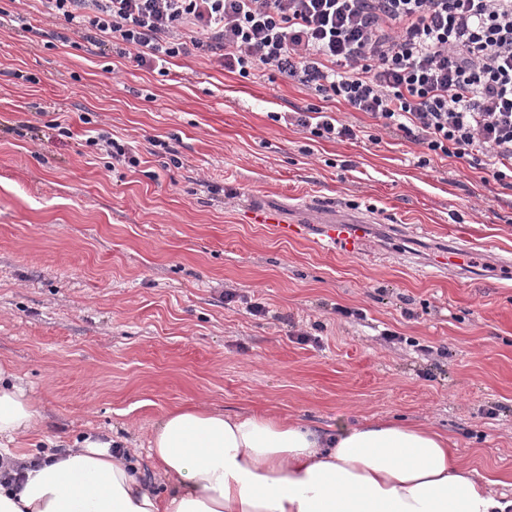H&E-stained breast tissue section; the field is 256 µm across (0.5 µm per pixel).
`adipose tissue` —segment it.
<instances>
[{
  "label": "adipose tissue",
  "instance_id": "obj_1",
  "mask_svg": "<svg viewBox=\"0 0 512 512\" xmlns=\"http://www.w3.org/2000/svg\"><path fill=\"white\" fill-rule=\"evenodd\" d=\"M36 416L0 363V455L25 465L21 486L0 485V512H512V495L476 481L446 433L393 419L329 432L267 413L171 410L149 440L159 491L109 437L19 452Z\"/></svg>",
  "mask_w": 512,
  "mask_h": 512
}]
</instances>
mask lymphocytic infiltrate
<instances>
[{"instance_id":"obj_1","label":"lymphocytic infiltrate","mask_w":512,"mask_h":512,"mask_svg":"<svg viewBox=\"0 0 512 512\" xmlns=\"http://www.w3.org/2000/svg\"><path fill=\"white\" fill-rule=\"evenodd\" d=\"M101 53L167 76L194 55L250 79L277 72L421 147L512 180V0H37ZM271 120L357 139L318 107Z\"/></svg>"}]
</instances>
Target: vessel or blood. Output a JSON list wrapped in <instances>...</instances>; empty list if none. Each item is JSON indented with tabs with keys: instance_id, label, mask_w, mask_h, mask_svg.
Segmentation results:
<instances>
[{
	"instance_id": "obj_1",
	"label": "vessel or blood",
	"mask_w": 512,
	"mask_h": 512,
	"mask_svg": "<svg viewBox=\"0 0 512 512\" xmlns=\"http://www.w3.org/2000/svg\"><path fill=\"white\" fill-rule=\"evenodd\" d=\"M371 218L367 213L329 205L322 211L321 228L314 237L316 247L324 252L356 256L362 252L365 226Z\"/></svg>"
}]
</instances>
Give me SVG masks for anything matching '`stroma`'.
Here are the masks:
<instances>
[{
  "label": "stroma",
  "mask_w": 512,
  "mask_h": 512,
  "mask_svg": "<svg viewBox=\"0 0 512 512\" xmlns=\"http://www.w3.org/2000/svg\"><path fill=\"white\" fill-rule=\"evenodd\" d=\"M0 8V361L40 411L25 447L106 433L145 469L153 424L177 407L321 428L398 418L512 483V269L496 261L512 252V187L451 158L419 166L420 147L282 80L184 56L163 77L64 42L34 0ZM318 103L358 139L318 143L270 118ZM85 114L139 166L107 168ZM299 198L311 225L328 203L374 213L361 255L252 217L258 203L288 219ZM459 238L480 246L477 275H440Z\"/></svg>",
  "instance_id": "35a3bbf8"
}]
</instances>
